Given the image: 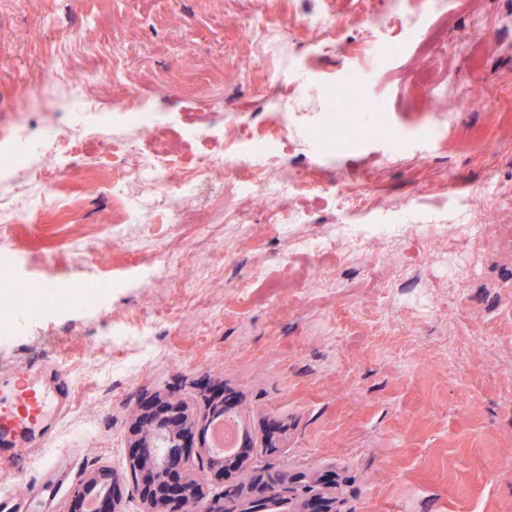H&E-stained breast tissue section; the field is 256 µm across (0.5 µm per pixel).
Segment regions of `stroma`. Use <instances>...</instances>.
<instances>
[{
    "label": "stroma",
    "mask_w": 512,
    "mask_h": 512,
    "mask_svg": "<svg viewBox=\"0 0 512 512\" xmlns=\"http://www.w3.org/2000/svg\"><path fill=\"white\" fill-rule=\"evenodd\" d=\"M329 2L339 35L319 56L309 49L315 31L295 21L315 0H0V119L22 111L47 63L60 61L86 79L112 129H128L132 94L175 136L193 118L215 126L201 149L242 155L270 174L285 164L323 185L262 201L213 182L186 233L165 236L188 254L190 280L161 274L151 248L132 257L114 243L112 198L92 192L95 145L61 183L78 207L44 200L38 222L7 228L0 282L110 286L91 308L0 314L1 373L52 359L74 386L45 446L0 444V493L15 512H72L74 488L104 468L117 476L121 512H143L128 469L132 429L146 404L169 397L194 414L193 454L208 450L216 416L236 422L240 462L222 477L201 473L207 498L285 473L305 486L271 512H309L316 496L333 499L331 512H512V208L497 209L470 254L477 275L452 284L421 260L448 251L445 242L381 240L357 259L335 246L316 262L289 246L294 236H337L343 224L465 223L471 188L489 174L512 199V0ZM362 10L386 27L366 31ZM266 17L281 23L277 42L244 30ZM66 22L83 26L80 44L42 38L43 27ZM466 30L476 36L463 48ZM271 57L274 96L262 65ZM188 73L204 76L205 96L187 89ZM352 82L367 109L346 119L364 131L324 151L308 131L328 126ZM469 91L494 107L455 111L452 99ZM230 107L255 124L278 111L287 137H238L224 119ZM332 182L355 208L343 207ZM452 182L459 194H449ZM241 212L251 224L243 242L233 221ZM293 213L304 223L278 224ZM214 234L232 248L216 271L200 247ZM413 283L441 310L401 307ZM161 310L170 326L147 329Z\"/></svg>",
    "instance_id": "obj_1"
}]
</instances>
